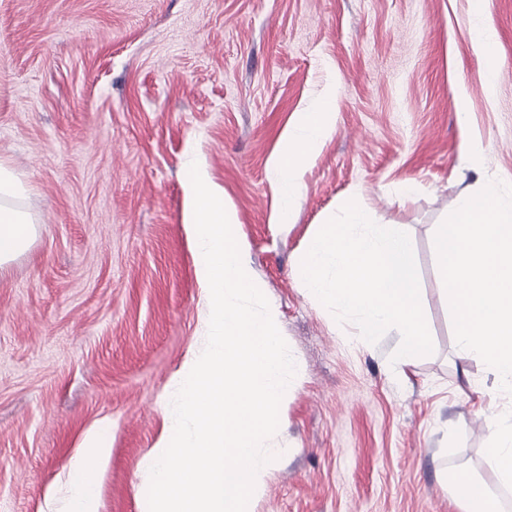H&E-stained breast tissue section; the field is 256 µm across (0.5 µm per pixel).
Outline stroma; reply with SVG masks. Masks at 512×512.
Returning <instances> with one entry per match:
<instances>
[{
    "label": "stroma",
    "instance_id": "1",
    "mask_svg": "<svg viewBox=\"0 0 512 512\" xmlns=\"http://www.w3.org/2000/svg\"><path fill=\"white\" fill-rule=\"evenodd\" d=\"M488 11L490 57L473 0H0V163L34 227L0 269V512H66L70 462L106 415L99 512H148L167 386L206 344L193 158L296 364L252 512H461L449 477H492L473 402L494 380L456 345L434 227L477 179L512 184V0ZM331 89L335 131L272 223L270 159ZM351 199L413 240L434 351L402 377L397 332L361 342L296 274Z\"/></svg>",
    "mask_w": 512,
    "mask_h": 512
}]
</instances>
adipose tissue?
I'll return each mask as SVG.
<instances>
[{
  "label": "adipose tissue",
  "mask_w": 512,
  "mask_h": 512,
  "mask_svg": "<svg viewBox=\"0 0 512 512\" xmlns=\"http://www.w3.org/2000/svg\"><path fill=\"white\" fill-rule=\"evenodd\" d=\"M335 128L330 98L298 113L289 127L280 153L270 162L276 176L279 205L273 223L284 224L300 187L302 164L311 160L319 146ZM26 188L14 171L0 165V268L25 251L32 235V220L16 206ZM491 404H479L480 413H491L488 462L496 485L512 486V415L492 414ZM111 418H103L83 435L78 452L68 470L70 496L67 512H98V481L111 456ZM454 495L464 512H499V504L484 481L463 474L451 476Z\"/></svg>",
  "instance_id": "obj_1"
}]
</instances>
